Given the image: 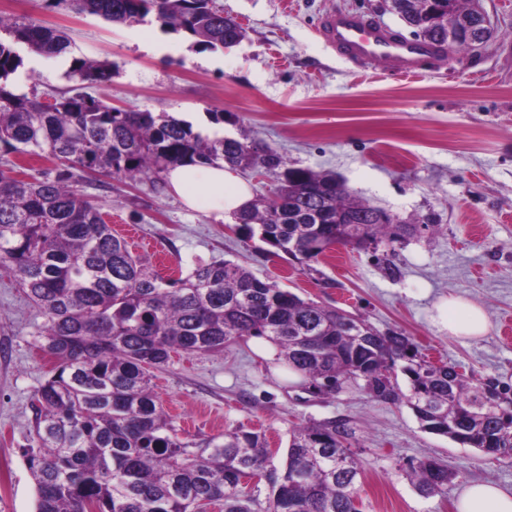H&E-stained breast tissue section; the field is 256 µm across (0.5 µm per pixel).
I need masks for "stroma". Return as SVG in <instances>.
I'll list each match as a JSON object with an SVG mask.
<instances>
[{"instance_id":"stroma-1","label":"stroma","mask_w":512,"mask_h":512,"mask_svg":"<svg viewBox=\"0 0 512 512\" xmlns=\"http://www.w3.org/2000/svg\"><path fill=\"white\" fill-rule=\"evenodd\" d=\"M216 2L246 37L213 52L151 16L115 25L42 0H0L1 14L32 18L71 40L59 56L25 54L12 81L49 102L78 87L69 75L73 58L109 59L112 80L88 86L91 95L122 109L166 112L205 133L249 135L293 166L338 175L357 198L424 232L375 250L333 249L301 265L266 256L265 244L232 220L148 180H116L99 191L105 220L119 235L132 230L148 241L139 255L162 273L230 261L380 332L405 331L429 360L455 365L468 379L512 385V0H482L495 27L483 49L451 53L409 77L337 56L316 32L323 15L342 9L411 36L387 0ZM213 112L223 113V125L211 123ZM451 295L482 307L490 324L484 337L459 339L442 328L437 305ZM42 323L14 276L0 269V512L36 510L21 451L34 393L54 364L33 344ZM152 383L182 436L243 427L265 434L282 454L293 427L346 420L363 470L361 512H455L468 484L512 488V459L423 430L407 406L373 400L359 382L333 397L311 396L249 339L219 354L174 353ZM424 458L448 470L444 493L416 490L410 465Z\"/></svg>"}]
</instances>
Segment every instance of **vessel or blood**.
<instances>
[{
  "label": "vessel or blood",
  "instance_id": "obj_1",
  "mask_svg": "<svg viewBox=\"0 0 512 512\" xmlns=\"http://www.w3.org/2000/svg\"><path fill=\"white\" fill-rule=\"evenodd\" d=\"M319 29L340 56L353 62L381 60L405 75L421 73L439 55L433 44L394 36L356 14L332 11L320 21Z\"/></svg>",
  "mask_w": 512,
  "mask_h": 512
}]
</instances>
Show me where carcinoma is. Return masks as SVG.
Returning a JSON list of instances; mask_svg holds the SVG:
<instances>
[{
  "label": "carcinoma",
  "instance_id": "obj_1",
  "mask_svg": "<svg viewBox=\"0 0 512 512\" xmlns=\"http://www.w3.org/2000/svg\"><path fill=\"white\" fill-rule=\"evenodd\" d=\"M112 24L153 15L161 25L213 51L239 45L243 27L215 0H43ZM403 23L419 39L455 51L483 19L481 0H398ZM460 30L448 40V13ZM0 153L45 157L55 175L0 169V268L18 279L44 317L35 344L56 359L32 403L23 458L34 480L36 512H256L241 489L249 471L265 472V512H359L361 466L354 432L341 421L290 431L280 464L263 435L244 429L207 438L178 434L151 387V370L171 352L218 353L239 340L265 338L279 359L317 396L362 380L369 396L408 406L421 427L512 459V387L475 383L448 364L434 365L414 337L353 325L352 316L306 301L228 261L200 263L186 277L165 278L105 223L96 197L76 178L105 186L114 178H156L183 163L257 169L276 182L274 197L235 216L250 237L301 263L336 246L375 249L431 228L391 223L388 211L352 195L340 177L288 165L275 149L193 131L161 112L127 110L87 92L44 104L17 91L19 49L67 52L68 38L27 18L0 14ZM69 76L112 80V61L75 58ZM407 378V390L398 374ZM417 490L444 492L448 471L433 459L411 467Z\"/></svg>",
  "mask_w": 512,
  "mask_h": 512
}]
</instances>
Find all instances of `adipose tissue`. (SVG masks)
I'll return each instance as SVG.
<instances>
[{"instance_id": "obj_1", "label": "adipose tissue", "mask_w": 512, "mask_h": 512, "mask_svg": "<svg viewBox=\"0 0 512 512\" xmlns=\"http://www.w3.org/2000/svg\"><path fill=\"white\" fill-rule=\"evenodd\" d=\"M171 189L190 206L205 200L210 211L220 218H231L244 211L252 200L247 180L229 166L218 163L188 164L169 170ZM438 310L450 335L477 339L489 330L483 309L474 303L451 296ZM456 512H512V488L489 483L467 485L459 494Z\"/></svg>"}]
</instances>
